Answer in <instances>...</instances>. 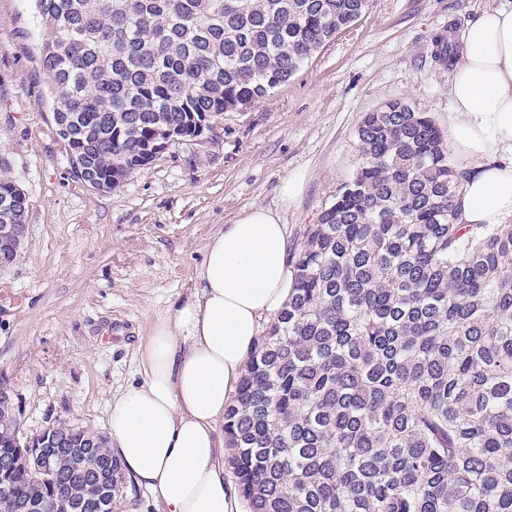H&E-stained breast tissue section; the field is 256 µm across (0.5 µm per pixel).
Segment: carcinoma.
Segmentation results:
<instances>
[{"instance_id":"1","label":"carcinoma","mask_w":512,"mask_h":512,"mask_svg":"<svg viewBox=\"0 0 512 512\" xmlns=\"http://www.w3.org/2000/svg\"><path fill=\"white\" fill-rule=\"evenodd\" d=\"M60 136L116 189L154 130L181 139L265 99L369 0H35ZM361 163L292 261L286 306L224 412V467L245 512H512V224H461L472 170L394 100L362 116ZM26 197L0 172V223ZM80 471L53 477L0 435V505L115 512L105 436L66 425Z\"/></svg>"}]
</instances>
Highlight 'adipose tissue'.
I'll return each instance as SVG.
<instances>
[{
	"label": "adipose tissue",
	"mask_w": 512,
	"mask_h": 512,
	"mask_svg": "<svg viewBox=\"0 0 512 512\" xmlns=\"http://www.w3.org/2000/svg\"><path fill=\"white\" fill-rule=\"evenodd\" d=\"M459 56L449 74L452 144L501 157L477 166L459 221L502 224L512 221V7L485 10ZM293 286L287 225L252 207L211 237L194 292L155 326L141 355L143 381L109 400L114 448L165 512H241L220 427L263 324Z\"/></svg>",
	"instance_id": "1"
}]
</instances>
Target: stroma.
Masks as SVG:
<instances>
[{"label": "stroma", "instance_id": "obj_1", "mask_svg": "<svg viewBox=\"0 0 512 512\" xmlns=\"http://www.w3.org/2000/svg\"><path fill=\"white\" fill-rule=\"evenodd\" d=\"M503 2L369 0L287 85L102 192L74 176L57 134L33 0H0V162L28 200L22 255L0 267V386L23 431L65 420L107 434L109 398L142 381L141 350L193 291L210 236L260 205L297 249L360 162L362 113L404 100L449 132L435 39L461 40ZM293 175L304 188L288 203Z\"/></svg>", "mask_w": 512, "mask_h": 512}]
</instances>
